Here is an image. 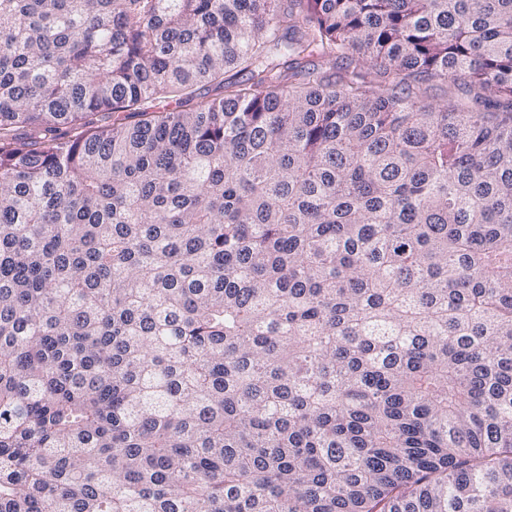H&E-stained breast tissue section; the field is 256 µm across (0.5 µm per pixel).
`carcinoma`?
Listing matches in <instances>:
<instances>
[{
    "label": "carcinoma",
    "mask_w": 512,
    "mask_h": 512,
    "mask_svg": "<svg viewBox=\"0 0 512 512\" xmlns=\"http://www.w3.org/2000/svg\"><path fill=\"white\" fill-rule=\"evenodd\" d=\"M0 512H512V0H0Z\"/></svg>",
    "instance_id": "1"
}]
</instances>
